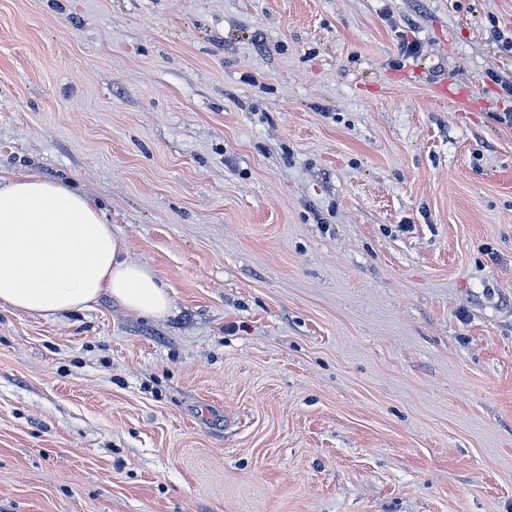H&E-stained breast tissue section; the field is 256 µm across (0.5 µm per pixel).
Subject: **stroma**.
Returning a JSON list of instances; mask_svg holds the SVG:
<instances>
[{"mask_svg":"<svg viewBox=\"0 0 512 512\" xmlns=\"http://www.w3.org/2000/svg\"><path fill=\"white\" fill-rule=\"evenodd\" d=\"M495 26L512 0H0V172L81 188L173 301L0 308V512H512Z\"/></svg>","mask_w":512,"mask_h":512,"instance_id":"1","label":"stroma"}]
</instances>
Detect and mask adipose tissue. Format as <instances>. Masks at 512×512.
Returning a JSON list of instances; mask_svg holds the SVG:
<instances>
[{"label": "adipose tissue", "instance_id": "obj_1", "mask_svg": "<svg viewBox=\"0 0 512 512\" xmlns=\"http://www.w3.org/2000/svg\"><path fill=\"white\" fill-rule=\"evenodd\" d=\"M104 296L145 319L172 309L164 281L87 194L35 174L0 177V307L50 317Z\"/></svg>", "mask_w": 512, "mask_h": 512}]
</instances>
